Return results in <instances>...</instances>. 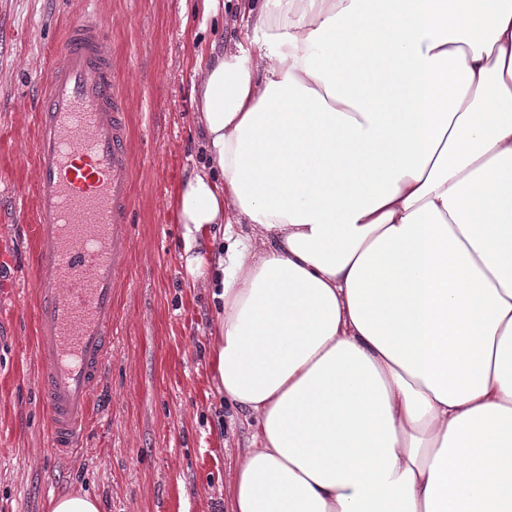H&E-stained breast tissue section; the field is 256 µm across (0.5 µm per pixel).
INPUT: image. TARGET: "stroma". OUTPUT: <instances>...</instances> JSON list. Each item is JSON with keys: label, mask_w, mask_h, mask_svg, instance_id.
Masks as SVG:
<instances>
[{"label": "stroma", "mask_w": 512, "mask_h": 512, "mask_svg": "<svg viewBox=\"0 0 512 512\" xmlns=\"http://www.w3.org/2000/svg\"><path fill=\"white\" fill-rule=\"evenodd\" d=\"M80 0H0V167L35 129L37 93ZM115 76L127 96L133 166L132 251L115 303L117 334L94 395L84 445L46 455L28 321L15 311L33 287L26 235L0 241V512H51L85 492L100 512H230L252 428L217 389L223 231L177 221L184 177L205 161L192 99L196 58L244 39L235 9L204 0H96Z\"/></svg>", "instance_id": "obj_1"}]
</instances>
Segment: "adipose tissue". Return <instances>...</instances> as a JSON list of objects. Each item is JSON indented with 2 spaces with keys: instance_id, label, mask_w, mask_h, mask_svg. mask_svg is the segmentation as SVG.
Returning <instances> with one entry per match:
<instances>
[{
  "instance_id": "ef3b65f1",
  "label": "adipose tissue",
  "mask_w": 512,
  "mask_h": 512,
  "mask_svg": "<svg viewBox=\"0 0 512 512\" xmlns=\"http://www.w3.org/2000/svg\"><path fill=\"white\" fill-rule=\"evenodd\" d=\"M242 18L198 64L178 213L227 243L232 512H512V0Z\"/></svg>"
}]
</instances>
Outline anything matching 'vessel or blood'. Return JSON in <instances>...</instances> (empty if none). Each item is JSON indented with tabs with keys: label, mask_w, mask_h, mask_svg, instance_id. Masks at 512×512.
<instances>
[{
	"label": "vessel or blood",
	"mask_w": 512,
	"mask_h": 512,
	"mask_svg": "<svg viewBox=\"0 0 512 512\" xmlns=\"http://www.w3.org/2000/svg\"><path fill=\"white\" fill-rule=\"evenodd\" d=\"M112 47L93 11L72 19L46 76L29 151L28 249L32 314L48 450L76 452L92 399L112 355V305L131 249L133 205L127 102L113 74Z\"/></svg>",
	"instance_id": "vessel-or-blood-1"
}]
</instances>
